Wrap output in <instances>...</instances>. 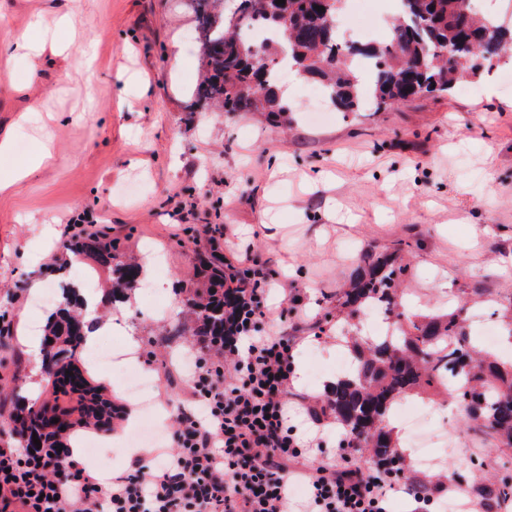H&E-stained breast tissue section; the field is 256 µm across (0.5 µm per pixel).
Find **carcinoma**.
<instances>
[{
	"mask_svg": "<svg viewBox=\"0 0 512 512\" xmlns=\"http://www.w3.org/2000/svg\"><path fill=\"white\" fill-rule=\"evenodd\" d=\"M197 21L204 79L196 88L197 102L216 103L226 112H264L278 116L290 111L276 77L281 52L285 63L320 82L333 105L358 109L354 61L362 59L372 70L376 109L391 108L422 93L448 91L464 78H479L495 65H512V29L499 18L485 20L460 0H401L398 16L385 35L366 47L340 40L326 16L342 9L343 0H327L328 15L317 12L316 0H285L283 14L276 0H238L242 16L231 24L224 20L220 0H192ZM411 244L363 253L349 284L336 292V314L357 316L377 305L394 321L395 333L375 339L346 336L354 369L336 377L311 405L318 421L334 420L342 428L347 447L366 450L373 464L401 470L403 457L392 436L389 412L404 395L421 389H441L474 424L484 440L512 448V367L474 351L462 324L464 308L429 319L409 317L403 311L400 284L410 273L402 252ZM79 254L94 250L102 261L115 266L113 291L127 293L139 285L142 265L116 254L105 234L63 243ZM226 289L194 294L186 306L191 325L174 332H189L208 340L224 335ZM88 324L68 305L52 315L49 336L53 343L44 364L56 367L49 376L56 387L82 392L84 412L99 425L112 418V404L88 383L78 363ZM73 376H68V373ZM16 434L39 419L20 410L0 421ZM499 483L483 481L479 490L488 512H502L512 498Z\"/></svg>",
	"mask_w": 512,
	"mask_h": 512,
	"instance_id": "obj_1",
	"label": "carcinoma"
}]
</instances>
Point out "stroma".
Segmentation results:
<instances>
[{"instance_id":"obj_1","label":"stroma","mask_w":512,"mask_h":512,"mask_svg":"<svg viewBox=\"0 0 512 512\" xmlns=\"http://www.w3.org/2000/svg\"><path fill=\"white\" fill-rule=\"evenodd\" d=\"M190 0H0V140L24 161L41 142L52 157L24 181L0 189V322L13 328L11 351L0 353V402L20 403L32 381L25 338L40 327L34 306L41 289L67 270L82 287L91 274L106 292L113 268L92 253L59 251L63 228L83 216L105 229L121 252L153 251L154 273L170 288L135 289L107 306L140 339L142 368L167 364L157 387L172 428L178 407L192 406L184 355L197 339L162 335L185 321V302L211 282L197 254L223 252L236 267L259 261L274 274L273 305L297 298L299 341L294 357L307 369L288 390V409L307 418L312 397L337 373L335 332L318 333L313 316L335 311L336 290L372 247L412 243L413 275L406 308L446 312L478 296L467 330L477 347L512 362V349L488 344V318L512 304V85L497 71L445 94L415 97L380 112H331L310 117L305 79L285 84L292 112L270 121L260 112L225 113L197 104L202 63ZM397 0H346L363 42L388 28ZM75 27L60 58L38 61L14 49L33 23L55 28L62 15ZM94 48L90 74L80 70L85 45ZM180 69H172L174 55ZM287 294H280V287ZM116 406L108 429L85 424L77 394L40 383L37 401L66 410L75 433L127 437L130 402L113 376L93 371ZM433 428L457 431L445 450L442 482L477 496L467 466L512 479V449L471 445L456 408L433 393L407 396Z\"/></svg>"}]
</instances>
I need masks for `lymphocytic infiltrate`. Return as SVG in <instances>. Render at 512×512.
I'll use <instances>...</instances> for the list:
<instances>
[{"instance_id": "obj_1", "label": "lymphocytic infiltrate", "mask_w": 512, "mask_h": 512, "mask_svg": "<svg viewBox=\"0 0 512 512\" xmlns=\"http://www.w3.org/2000/svg\"><path fill=\"white\" fill-rule=\"evenodd\" d=\"M269 280L251 268L227 317L223 358L201 354L197 409H180L158 465L106 478L70 449L0 444V512H389L393 472L339 467L325 440L300 441L288 422L296 337L268 314ZM303 480L307 494L293 500Z\"/></svg>"}]
</instances>
